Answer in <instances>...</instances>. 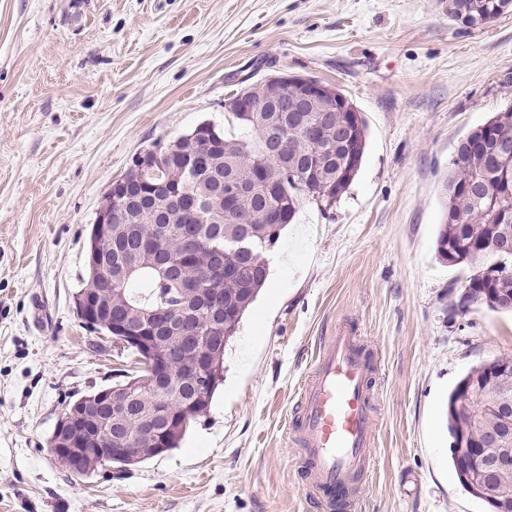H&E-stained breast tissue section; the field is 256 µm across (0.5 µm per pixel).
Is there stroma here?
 <instances>
[{
  "instance_id": "obj_1",
  "label": "stroma",
  "mask_w": 512,
  "mask_h": 512,
  "mask_svg": "<svg viewBox=\"0 0 512 512\" xmlns=\"http://www.w3.org/2000/svg\"><path fill=\"white\" fill-rule=\"evenodd\" d=\"M341 91L367 125L357 176L303 202L178 448L74 477L48 440L128 353L82 328L91 226L133 159L274 75ZM512 111V12L463 28L443 0H0V512H321L287 434L325 336L373 350L375 464L362 512H491L460 485L446 400L512 358V315L455 311L471 275L441 262L442 184L459 142ZM501 363H502V358H496L494 360L482 363V364H480V365L470 369L457 382L455 387L451 390V392L448 395V402H447V406H446V418H447V422H448V430L450 428V418L448 416V406L454 400L455 395L458 393V391L460 390L461 386L464 383H466L467 381H469L470 379H472L473 377L483 376L484 375V370H490L491 371L494 367H496L497 365H499ZM503 372L509 374L510 370H504V368H501V367H496V368L493 369V374H500V373H503Z\"/></svg>"
}]
</instances>
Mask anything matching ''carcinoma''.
Here are the masks:
<instances>
[{
  "label": "carcinoma",
  "mask_w": 512,
  "mask_h": 512,
  "mask_svg": "<svg viewBox=\"0 0 512 512\" xmlns=\"http://www.w3.org/2000/svg\"><path fill=\"white\" fill-rule=\"evenodd\" d=\"M512 10V0H448V16L478 28L492 18ZM251 112H232L244 129L237 138H210L205 131L196 139L180 137L167 144V154L152 167L131 165L122 179L130 185L148 186L154 197L138 209L121 206L112 197L102 205H112L119 222L112 225V250L103 273L89 274L82 295L91 289L112 304L111 317L99 332L112 335L116 322H149L174 316L179 305L188 300L201 284L224 295V343H229L245 312L255 301L268 277V268L260 252L277 244L283 227L290 223L308 199L322 207L331 206L355 179L365 153L367 134L361 116L351 122L342 108L351 102L341 92L315 105L306 113L321 142L309 143L288 132V170L297 172L294 180L270 189L262 176L260 160L269 132L288 125V113L276 112L269 102L265 85L249 89ZM512 146V112H503L472 131L457 146L445 182L444 215L436 238V255L452 265L465 264L472 274L466 308L489 306L487 297L512 296V252L500 251L504 235L512 232V155L499 153V147ZM197 155V163L186 168L182 151ZM237 179L246 185L233 212L224 209V199L212 193L214 175ZM253 243L252 253L233 249L241 236ZM224 250L223 276L205 280L208 247ZM176 261H190L188 276L173 281L157 268V253ZM502 363V359L482 363L470 369L448 395L453 401L461 386L484 375ZM199 368L210 374L209 366L197 365L187 348L173 358L175 378L165 395L167 417L157 421L165 428L170 448L178 447L189 423L210 406L218 384L198 392L188 379L189 371ZM73 436L93 449L88 462L102 466L111 462L107 448L79 429Z\"/></svg>",
  "instance_id": "1"
}]
</instances>
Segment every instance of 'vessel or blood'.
<instances>
[{"label": "vessel or blood", "mask_w": 512, "mask_h": 512, "mask_svg": "<svg viewBox=\"0 0 512 512\" xmlns=\"http://www.w3.org/2000/svg\"><path fill=\"white\" fill-rule=\"evenodd\" d=\"M373 354L348 329L326 337L303 383L289 435L305 451L303 485L324 512H358L377 434Z\"/></svg>", "instance_id": "obj_1"}]
</instances>
